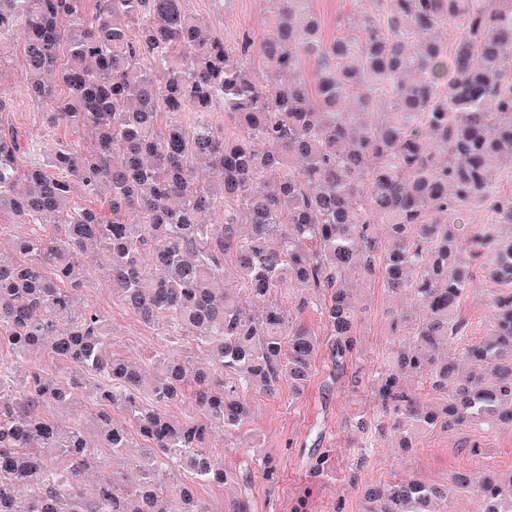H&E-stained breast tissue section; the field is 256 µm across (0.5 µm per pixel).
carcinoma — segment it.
<instances>
[{"instance_id": "cac0c4a2", "label": "carcinoma", "mask_w": 512, "mask_h": 512, "mask_svg": "<svg viewBox=\"0 0 512 512\" xmlns=\"http://www.w3.org/2000/svg\"><path fill=\"white\" fill-rule=\"evenodd\" d=\"M185 2L0 0V63L23 30L44 122L92 136L42 156L0 122V213L31 226L0 252V351L15 356L0 363V512H212L197 486L236 479L212 431L247 423L246 394L298 391L312 374L315 334L278 293L319 297L343 369L360 323L353 272L415 302L366 380L401 447L436 426L512 427V238L498 233L512 191L496 177L512 161V0H372L356 35L329 42L310 0H268L276 36L245 31L232 49ZM53 70L64 95L44 80ZM217 107L236 133L212 126ZM103 191L105 208L81 203ZM475 208L489 217L471 232L458 219ZM479 263L498 283L493 321L458 350ZM97 264L159 330L150 362L113 352L108 316L81 302ZM135 437L129 488L98 456L126 460ZM459 493L474 512H512V472L410 477L367 497L370 512H453Z\"/></svg>"}]
</instances>
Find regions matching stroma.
I'll list each match as a JSON object with an SVG mask.
<instances>
[{"label":"stroma","instance_id":"35a3bbf8","mask_svg":"<svg viewBox=\"0 0 512 512\" xmlns=\"http://www.w3.org/2000/svg\"><path fill=\"white\" fill-rule=\"evenodd\" d=\"M370 0H311L321 22L324 41L340 35V16L369 9ZM188 12L209 23L226 45H236L242 31L257 39L273 35L275 21L266 0H231L223 15H216L212 0H187ZM23 41L15 39L4 64L0 65V99L6 107L0 121L15 127L21 140L39 142L52 151L57 142H84L82 134L69 129L49 130L42 118L43 108L27 94V75L22 64ZM349 286L360 297L363 308L355 358L363 370H371L396 341L390 323L395 311L410 306L408 298L389 296L377 283L351 278ZM494 284L482 270H475L470 292L461 313L470 323V338L482 336L492 320L487 298ZM84 299L105 311L112 322L114 352L149 361L160 349L155 329L141 323L126 307L104 272H95ZM299 321L320 335L321 345L313 362L312 376L301 392L281 385L277 394L250 395L251 417L239 433L217 432L212 443L224 458V467L247 474V482L221 487L201 485L197 492L212 512H232L230 505L247 500L249 512H291L294 500L308 494L310 512H367L364 488L398 478L417 477L449 484L452 476L466 469L489 465L512 470V427L485 430L470 427L448 430L435 427L421 433L414 448L396 447L389 428L376 425L362 435L347 429L346 421L361 411L378 421L379 410L366 389L353 386L352 372L336 375L331 358V339L324 333L316 311L306 309ZM371 443L368 456H360L361 441ZM478 454H471V446ZM325 454L331 460L327 471L317 473L312 462ZM278 462L275 481H268L259 463L265 456Z\"/></svg>","mask_w":512,"mask_h":512}]
</instances>
